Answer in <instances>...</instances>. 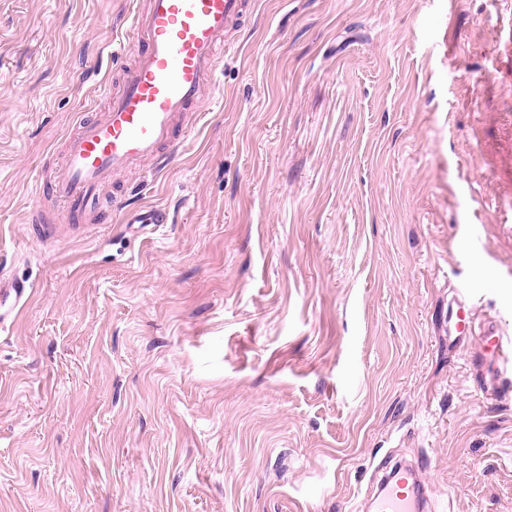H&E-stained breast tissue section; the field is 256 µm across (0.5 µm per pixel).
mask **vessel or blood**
Returning <instances> with one entry per match:
<instances>
[{"instance_id":"obj_1","label":"vessel or blood","mask_w":512,"mask_h":512,"mask_svg":"<svg viewBox=\"0 0 512 512\" xmlns=\"http://www.w3.org/2000/svg\"><path fill=\"white\" fill-rule=\"evenodd\" d=\"M250 0H147L135 11L127 43L134 62L118 81L102 76L95 90L106 101L94 116L77 113L60 150L61 161L36 188L37 197L58 204L57 221L49 223L41 209L30 215L38 243L61 244L62 226L89 228L110 211H121V198L110 199L105 189L124 173L143 163L167 165L169 153L184 143L199 104L215 90L222 60L218 48L226 34L246 18ZM24 278H0V329L15 320L32 294ZM449 318L454 339L465 344L481 340L498 360L500 375L512 374V340L498 325L477 329L470 294L453 300ZM425 458L386 467L371 490L372 512H432L434 490L423 475Z\"/></svg>"}]
</instances>
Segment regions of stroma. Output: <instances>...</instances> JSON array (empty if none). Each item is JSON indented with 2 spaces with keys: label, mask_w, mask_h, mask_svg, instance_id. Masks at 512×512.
Listing matches in <instances>:
<instances>
[{
  "label": "stroma",
  "mask_w": 512,
  "mask_h": 512,
  "mask_svg": "<svg viewBox=\"0 0 512 512\" xmlns=\"http://www.w3.org/2000/svg\"><path fill=\"white\" fill-rule=\"evenodd\" d=\"M133 0H0V512H353L387 454L512 512V381L448 340L455 287L512 337V0H254L167 168L59 249L31 186ZM30 226L38 243L45 248H53L62 243L64 235L57 224H50L44 217L40 205L35 206L30 215ZM33 285L29 279L0 278V330L14 323L18 313L28 302Z\"/></svg>",
  "instance_id": "obj_1"
}]
</instances>
